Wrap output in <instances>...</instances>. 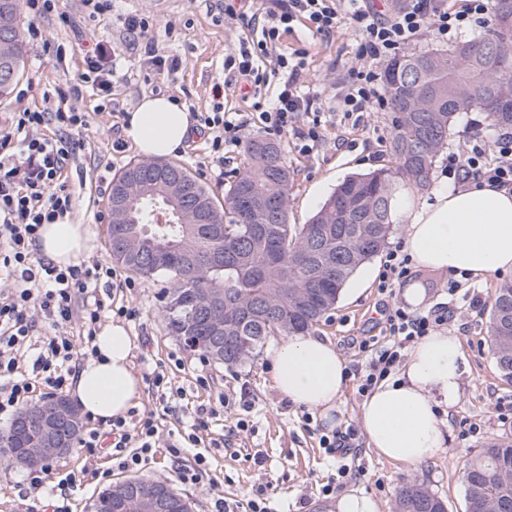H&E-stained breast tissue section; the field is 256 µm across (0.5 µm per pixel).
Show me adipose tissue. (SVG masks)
<instances>
[{"label": "adipose tissue", "instance_id": "obj_1", "mask_svg": "<svg viewBox=\"0 0 512 512\" xmlns=\"http://www.w3.org/2000/svg\"><path fill=\"white\" fill-rule=\"evenodd\" d=\"M190 128L188 112L165 97L148 96L125 133L138 153L158 158L181 146ZM391 219L406 224L403 250L414 265L481 279L512 272V191L481 180L462 190L439 183L424 199L407 193L393 199ZM93 241L89 225L46 224L39 254L60 267L74 266ZM95 344L98 354L83 363L70 395L93 418L109 422L125 417L141 398L131 362L135 338L124 325L111 323ZM269 359L273 385L283 398L331 419L346 384V365L330 341L291 336L272 347ZM465 368L460 342L448 331L419 340L400 371L379 382L361 404L358 417L368 446L407 465L434 458L446 446L438 409L458 403Z\"/></svg>", "mask_w": 512, "mask_h": 512}]
</instances>
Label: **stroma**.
Listing matches in <instances>:
<instances>
[{
    "instance_id": "stroma-1",
    "label": "stroma",
    "mask_w": 512,
    "mask_h": 512,
    "mask_svg": "<svg viewBox=\"0 0 512 512\" xmlns=\"http://www.w3.org/2000/svg\"><path fill=\"white\" fill-rule=\"evenodd\" d=\"M57 8V13L39 18L33 17L28 7L19 10L20 30L37 25L42 38L25 43V68L18 91L0 100V128L6 127L15 112L55 111L57 101L46 98V91H66L78 85L85 49L96 40L121 37L126 15L136 14L148 20V40L183 61L177 73L160 74L148 68L142 51L127 52L112 82V101L108 104L90 85H80L75 106L85 113L88 128L80 132L82 146L64 170L76 191L70 219L90 225L96 237L89 257L105 262L109 259L108 226L97 221L96 215L107 209L106 184L127 163L140 158L133 145H126L120 153L112 148L113 141L125 135L127 116L143 97L157 95L180 99L182 107L193 115L211 111V87L223 81L224 58L240 40L252 36L253 22L246 17L225 23L219 0H112L110 9L94 17L83 13L81 0H58ZM63 13L69 16V23L60 21ZM282 45L291 51H306V80L318 96L312 112L298 119V130L307 129L316 120L323 133L322 140L308 151L302 150L296 132L276 137L292 174L288 221L299 225L308 222L348 174L394 167L390 141L395 114L389 109L371 112L357 122L334 111L336 97L349 81L352 69L359 66L349 25H340L331 36L316 38L300 22L283 35ZM476 133L492 141L501 130L492 126L485 113L461 114L445 151L434 162L431 182L441 180L449 153L461 149ZM172 159L187 166L218 198L223 197L234 176L248 162L241 151L224 167H217L207 137L198 134L190 135ZM384 261L380 255L364 265L348 282L336 307L314 329L316 335L334 344L350 374L341 398L343 413L338 429L342 432L359 426L358 410L363 398L357 391L358 374L367 356L360 352L357 342L369 336L382 338L378 323L382 305L405 304L400 290L389 294L378 291ZM117 274L133 280L134 288H115L104 282L100 289L111 294L115 305L141 310L140 320L129 326L137 338L133 368L141 376L153 368H162L170 388L181 396L183 412L160 415L158 393L143 388L137 411L157 412L159 428L155 446L139 469L122 467L109 453L87 458L79 448L69 456L51 460L45 476L49 487L56 485L65 472H89L81 486L68 491L64 500L68 512H89L104 488L135 475L170 484L191 498L195 512H212L220 497L243 504L260 500L271 512H318L320 504L352 489L369 496L377 512H391L399 487L413 480L424 482L446 503L448 512H465L466 457L491 440L512 439V384L501 378L487 337L488 303L501 276L465 281L452 298L448 295L446 272L417 269L414 279L426 291L418 312L425 313L454 300L457 317L447 329L458 336L467 361L460 401L447 417L446 447L432 460L409 466L379 456L362 437L353 469L342 477L338 474L339 460L319 444L320 437L329 434V426L321 423L317 414L277 393L266 347L257 349L239 365L201 360L199 353L184 350L169 334L158 311L160 283L132 277L122 268ZM476 296L483 301L477 308L471 304ZM224 397L230 398V407L221 406ZM200 404L216 407L209 433L212 438L226 439L227 444L209 448L207 476L194 484L184 483L176 471L182 463L191 462L193 455L188 452L177 459L170 456L168 447L188 433L186 412ZM242 417L248 423L244 430L237 425ZM26 477V468L0 466V512H52L47 496L30 488Z\"/></svg>"
}]
</instances>
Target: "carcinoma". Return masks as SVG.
I'll use <instances>...</instances> for the list:
<instances>
[{"instance_id": "obj_1", "label": "carcinoma", "mask_w": 512, "mask_h": 512, "mask_svg": "<svg viewBox=\"0 0 512 512\" xmlns=\"http://www.w3.org/2000/svg\"><path fill=\"white\" fill-rule=\"evenodd\" d=\"M483 42L494 59L486 70L479 58L460 60L457 44L402 55L385 67L384 89L397 113L390 142L395 170L346 177L306 224L288 223L291 173L275 141L246 143L248 167L235 176L222 201L179 162L158 169L138 161L149 198L135 201L133 219L123 225L128 261L122 267L147 280L164 278L163 296L169 301L162 314L171 335L191 331L197 305L213 296L224 301V335L251 341L244 350L234 343L224 348L234 364L247 361L271 335L311 333L353 275L385 249L397 183L426 189L458 115L483 111L480 96L461 85L472 77L487 85L512 80V31L499 25ZM487 117L495 127L512 128V101ZM171 174L190 183L196 195L182 202L185 222L162 224L158 212L166 209L163 194ZM199 208L208 210L211 223H194ZM216 224L223 235L211 233ZM187 250L219 267L186 276ZM487 333L499 374L512 383V281L494 291ZM482 483L490 494L506 488V510L512 512L511 439H494L466 461L465 512H482L475 493ZM392 512H447V506L424 483L413 481L395 497Z\"/></svg>"}]
</instances>
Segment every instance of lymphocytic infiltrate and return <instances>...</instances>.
I'll return each instance as SVG.
<instances>
[{
  "label": "lymphocytic infiltrate",
  "instance_id": "1",
  "mask_svg": "<svg viewBox=\"0 0 512 512\" xmlns=\"http://www.w3.org/2000/svg\"><path fill=\"white\" fill-rule=\"evenodd\" d=\"M253 9L262 18L257 36L225 57L224 68L236 83L249 89L254 111L240 118L216 109L199 118V128L220 161L238 152L245 126L280 134L293 128L300 115L311 112L317 96L304 84V52L275 51L296 21H305L315 36H330L343 22L354 29V55L365 65L352 71L344 93L336 98L337 111L347 117L387 107L374 64L396 58L422 34L451 41L466 30L485 29L493 22L491 0H406L386 18L373 13L368 0H224L228 20L245 17ZM123 28L122 43L99 40L86 52L78 85L59 94L56 111L15 113L0 131V280L11 284L8 293L0 294V419L16 417L37 386L60 393L70 390L85 359L96 352L93 341L103 312L114 311L129 321L140 318L137 308L112 307L99 295L101 279L117 277L106 263L97 260L63 269L40 257L36 249L42 226L63 221L73 208L74 191L63 171L78 147L71 132L85 126L86 116L69 105V98L78 97L84 83L110 94L126 48L143 47L145 60L154 70L172 72L179 66L178 59L160 54L146 40V19L127 15ZM268 86L273 92L265 102L262 90ZM49 124L57 127V135H40V128ZM448 172L462 185L482 180L511 191L512 137H500L491 146L483 136L471 137L465 149L449 155ZM454 315L450 302L425 314L401 307L385 310L387 343L365 338L358 344L360 351L370 355L359 393H367L390 375L408 342L447 324ZM214 414L210 405L196 407L187 437L169 447L176 458L185 449L195 451L192 465L177 471L182 482H196L206 472L207 458L196 447ZM157 429L151 413L129 421L116 419L109 432L86 429L79 443L91 457L100 453L104 443H111L113 452L122 456V467L135 469L154 447Z\"/></svg>",
  "mask_w": 512,
  "mask_h": 512
}]
</instances>
